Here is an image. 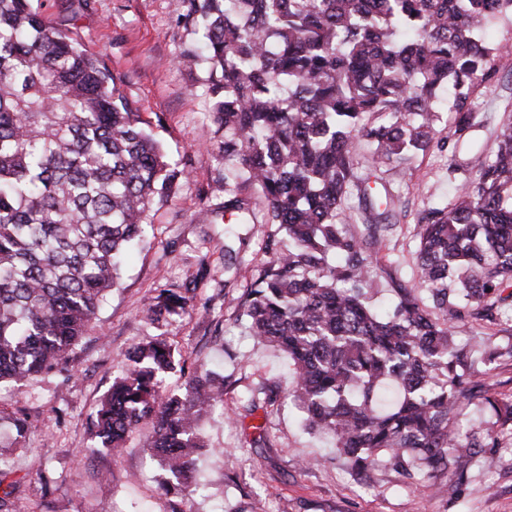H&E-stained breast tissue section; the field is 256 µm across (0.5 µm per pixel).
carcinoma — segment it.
<instances>
[{
    "label": "carcinoma",
    "mask_w": 512,
    "mask_h": 512,
    "mask_svg": "<svg viewBox=\"0 0 512 512\" xmlns=\"http://www.w3.org/2000/svg\"><path fill=\"white\" fill-rule=\"evenodd\" d=\"M512 0H182L180 18L201 42L178 56L210 64L212 112L224 127V213L246 224L251 185L263 198L269 260L238 298L258 341L293 366L286 398L305 428L331 438L355 471L378 462L427 480L465 475L478 448L498 445L512 402L477 379L475 364L512 360V342L484 335L460 348L454 326L493 320L512 299V127L452 200L417 217V276L408 286L374 264L389 229L383 167L404 169L409 149L439 144L440 91L454 90L456 131L483 122L470 97L496 73L505 47L486 32ZM375 146L359 174L360 140ZM185 170L170 162L105 63L34 10L0 0V386L21 388L81 342L145 236L152 208ZM356 194L362 223L336 218ZM388 277L392 311L372 304ZM194 289L163 288L146 319L180 316ZM157 337L135 347L92 417L98 447L119 453L151 424L149 448L169 474L168 494L195 492L199 423L224 395L201 364L179 394L180 366ZM280 397L263 383L252 409ZM487 415L468 428L464 406ZM20 444L35 425L10 417ZM0 460V512H28Z\"/></svg>",
    "instance_id": "cac0c4a2"
}]
</instances>
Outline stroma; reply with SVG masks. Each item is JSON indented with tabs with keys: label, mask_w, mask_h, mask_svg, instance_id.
<instances>
[{
	"label": "stroma",
	"mask_w": 512,
	"mask_h": 512,
	"mask_svg": "<svg viewBox=\"0 0 512 512\" xmlns=\"http://www.w3.org/2000/svg\"><path fill=\"white\" fill-rule=\"evenodd\" d=\"M48 20L68 30L112 73L114 84L163 143L170 161L186 173L166 204L153 208L144 242L122 273L120 285L99 309L68 373L51 372L23 389H0V414L24 410L37 425L17 448L1 451L19 480L29 512H171L162 490L164 471L151 458L150 425L130 433L114 456L89 453V420L121 372L131 348L161 336L180 351L184 368L165 378L179 391L187 372L202 362L224 377V400L204 421L194 477L202 494L185 499L183 512H512V428L499 445L479 449L465 479L433 478L422 492L413 480L379 466L364 473L337 458L330 441L307 433L289 400L248 413L251 388L267 382L288 390L285 354L243 334L235 299L255 279L268 256L262 244L272 225L260 197L253 222L226 225L224 198L208 186L223 177L217 148L224 139L209 110L210 67L185 68L179 50L200 33L180 19V0H31ZM494 79L474 101L483 126L454 136V115L441 110L437 128L453 134L458 162L491 153L512 123V54L496 62ZM447 152L417 153L404 173L385 171L397 218L377 256L408 284L416 282L418 214L447 202L465 175L448 173ZM209 274L197 278L200 264ZM195 285L194 310L153 323L143 318L155 289ZM48 479V498L36 496Z\"/></svg>",
	"instance_id": "stroma-1"
}]
</instances>
